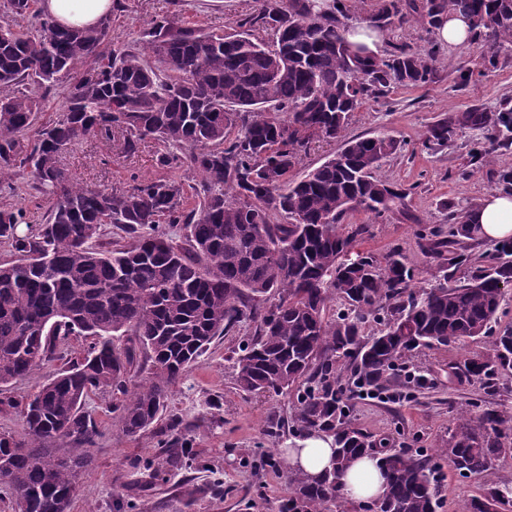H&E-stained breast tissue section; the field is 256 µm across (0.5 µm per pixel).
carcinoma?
<instances>
[{
	"label": "carcinoma",
	"mask_w": 512,
	"mask_h": 512,
	"mask_svg": "<svg viewBox=\"0 0 512 512\" xmlns=\"http://www.w3.org/2000/svg\"><path fill=\"white\" fill-rule=\"evenodd\" d=\"M35 0H7L11 14L36 18L33 30L0 25V184L26 177L50 201L44 224L22 232L23 214L0 208V243L16 259L0 264V386L56 361L24 412L21 437L0 433V489L16 512H68L85 454L100 432L82 411L91 394L123 396L118 425L129 437L149 431L167 408L168 390L234 325L260 321L253 337L232 351L237 385L250 393L296 392L292 432L334 437L336 466L317 481L293 474L279 512H333L342 478L363 454L378 457L388 479L382 512H436L431 460L379 448L352 426L355 395L384 389L404 357L419 348L481 338L492 331L504 290L512 288V240L493 244L489 264L462 281L480 242L468 211L448 228L419 233L418 246L435 262L431 281L411 287L406 255L358 248L361 229L343 231L349 211L376 218L406 192L375 176L395 141L355 137L301 180L292 172L313 139L343 137L350 115L391 85L421 87L435 78L436 49L397 47L386 57L344 46L361 0H257L258 12L238 31L210 34L177 15L137 33L132 51L106 52L112 18L90 28L67 27L33 10ZM464 14L474 40L492 49L512 42V0H377L368 26L420 24L438 28L449 12ZM271 29L270 47L252 34ZM68 85L62 116L25 139L41 112L30 85ZM464 129H483L497 148H512V104L498 111L472 106L432 124L423 145L444 146ZM122 137L132 154L146 136L158 141L161 168H182L129 187H80L60 164L64 147L91 133ZM181 155H176L173 150ZM469 163L485 167L492 152L478 142ZM199 179L186 183L189 174ZM288 218L278 223L277 216ZM114 224L126 243L96 246L100 228ZM182 224V238L158 231ZM278 304L265 306L268 296ZM345 308L330 312L333 298ZM373 320L381 329L364 334ZM92 339L81 360L63 347L72 335ZM116 336H133L148 353L147 379L131 375L134 353ZM512 373V326L499 330L490 351L468 358L456 376L492 389ZM172 415L159 432L157 453L134 462L151 476L194 468ZM459 433L436 455L468 477L492 468L508 452L501 438L512 418L487 410L459 418ZM512 485H491L470 512H501Z\"/></svg>",
	"instance_id": "1"
}]
</instances>
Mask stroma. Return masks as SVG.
<instances>
[{
	"label": "stroma",
	"mask_w": 512,
	"mask_h": 512,
	"mask_svg": "<svg viewBox=\"0 0 512 512\" xmlns=\"http://www.w3.org/2000/svg\"><path fill=\"white\" fill-rule=\"evenodd\" d=\"M122 8L112 14L110 45L127 49L140 30L158 17L176 14L205 31L236 30L240 19L255 14L256 0H121ZM433 83L423 88L390 87L369 97L350 116L346 135L384 136L394 139L396 152L382 159L376 174L406 189L402 206L376 218L354 211L344 219L350 227H362L359 247L377 254L400 249L419 273L429 278L434 269L419 247L416 232L425 225L444 224L451 211L478 201L492 191L488 168L471 169L469 150L481 134L466 130L447 147L427 150L421 145L430 124L448 112L479 105L495 110L502 100L512 101V45L500 46L497 66L487 70V49L474 42L459 47L440 45ZM472 74L460 83V71ZM159 146L144 139L134 156L123 153L119 138L90 134L72 143L61 156V166L71 183L79 186H127L132 179L157 177ZM22 210L25 222L39 226L48 207L46 198L25 179L13 187H0V207ZM254 325H243L216 338L200 363L171 389L168 413L182 421L198 467L189 472L193 486L221 479L224 495L202 494L178 500L173 474L150 477L132 468L133 460L157 450L158 436L149 431L136 437L120 433L111 392L92 395L86 409L101 435L88 448V466L79 476V488L69 512H278L289 492L287 465L260 466L269 450L292 446V433L272 437V422L291 420L297 408L295 395L259 396L243 392L228 362L232 348L253 335ZM489 349L488 338L470 339L438 348L415 351L393 390L394 400H356L351 421L355 428L384 441L389 447L409 451L429 450L445 444L457 431L461 411L478 414L492 409L512 417V376L502 377L496 389L481 381H458L452 372L465 358L480 356ZM42 366L26 378L0 386V398L11 399L12 408L0 411V433L21 435V409L30 395L51 374ZM508 451L493 470L479 476H462L448 461L436 463L440 506L437 512H467L466 505L481 496L487 484L512 482V435L504 438Z\"/></svg>",
	"instance_id": "35a3bbf8"
}]
</instances>
